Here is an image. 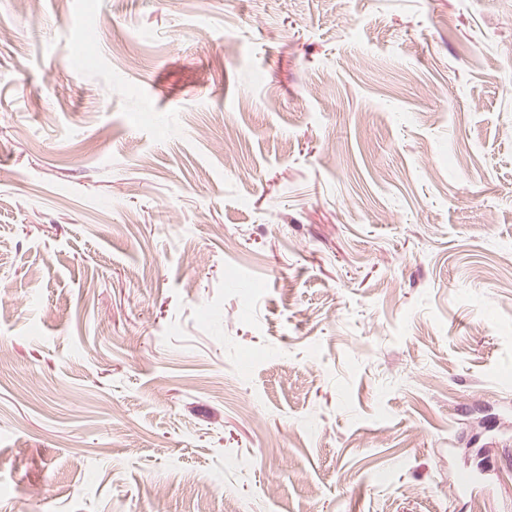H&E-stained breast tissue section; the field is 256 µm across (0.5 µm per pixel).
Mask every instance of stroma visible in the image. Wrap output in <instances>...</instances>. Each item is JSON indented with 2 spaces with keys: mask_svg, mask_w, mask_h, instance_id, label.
<instances>
[{
  "mask_svg": "<svg viewBox=\"0 0 512 512\" xmlns=\"http://www.w3.org/2000/svg\"><path fill=\"white\" fill-rule=\"evenodd\" d=\"M0 26V512H512V0Z\"/></svg>",
  "mask_w": 512,
  "mask_h": 512,
  "instance_id": "1",
  "label": "stroma"
}]
</instances>
